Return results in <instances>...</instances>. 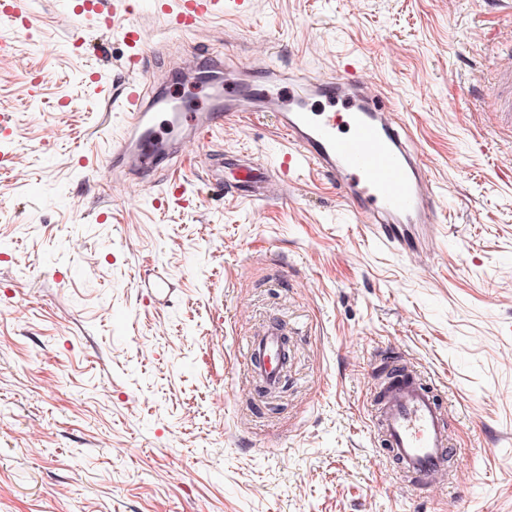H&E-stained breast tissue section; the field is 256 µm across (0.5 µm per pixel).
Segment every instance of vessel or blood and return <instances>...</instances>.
Returning a JSON list of instances; mask_svg holds the SVG:
<instances>
[{"mask_svg": "<svg viewBox=\"0 0 512 512\" xmlns=\"http://www.w3.org/2000/svg\"><path fill=\"white\" fill-rule=\"evenodd\" d=\"M250 0H154L153 11L175 33L196 31L202 20L224 14H244ZM132 75L121 93L123 135L112 142L108 161L114 177L136 174L146 188L187 148L205 150L228 112L259 115L274 112L288 149L270 170L245 151L225 153L220 169L230 170L228 194L257 202L272 185L297 173L299 166L332 177L357 223L374 225L389 242H398L401 226L439 221L440 192L423 154L410 147V131L398 121L382 95L373 93L359 74L356 59L343 60L336 73L319 77L310 92L324 98L325 107L306 103L297 90L265 91L267 71L255 74L249 89L237 85L234 74L223 82L208 81L209 72L223 68L221 55L202 48L193 56L201 78L184 92L171 95L168 76L140 81L145 70L141 53L126 62ZM143 305L168 302L171 279L155 273L141 286ZM286 330L269 320L249 347V367L266 389L278 388L288 360ZM376 428L401 479L429 490L448 475L450 454L447 414L433 386L414 368L383 381L374 400Z\"/></svg>", "mask_w": 512, "mask_h": 512, "instance_id": "1", "label": "vessel or blood"}]
</instances>
